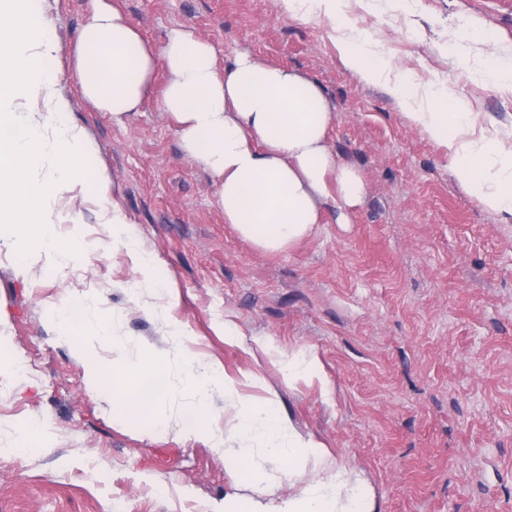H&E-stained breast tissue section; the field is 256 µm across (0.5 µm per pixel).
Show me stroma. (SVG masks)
Masks as SVG:
<instances>
[{
    "mask_svg": "<svg viewBox=\"0 0 512 512\" xmlns=\"http://www.w3.org/2000/svg\"><path fill=\"white\" fill-rule=\"evenodd\" d=\"M48 2L59 37L50 65L69 120L93 145L74 203H50L48 214L62 243L85 250L63 266L35 245L22 266L15 227L0 228V350L34 367L27 379L0 367V438L39 437L0 453V512L286 503L314 471L289 479L283 461L255 448L259 475L241 479L214 441L234 424L223 385L209 390L208 428L184 432L197 404L192 355L255 401L275 398L360 479L375 512H512V223L462 189L448 150L408 123L388 87L419 76L461 98L476 128L512 132V86L493 80L469 39L481 28L512 51V0H345L349 27L379 44L388 78L378 83L345 65L328 19L291 17L278 0H121L148 43L182 26L219 62L246 51L324 89L336 113L330 145L366 193L348 223L328 205L312 237L284 252L225 223L216 180L183 152L160 89L121 125L79 95L69 51L88 0ZM100 171L113 183L101 199ZM111 206L164 271V292L99 222ZM67 298L92 303L71 339L57 319ZM299 351L317 356L319 373L291 381L280 361ZM152 365L167 392L151 417L98 386L106 367Z\"/></svg>",
    "mask_w": 512,
    "mask_h": 512,
    "instance_id": "1",
    "label": "stroma"
}]
</instances>
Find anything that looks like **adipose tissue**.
<instances>
[{"instance_id":"obj_1","label":"adipose tissue","mask_w":512,"mask_h":512,"mask_svg":"<svg viewBox=\"0 0 512 512\" xmlns=\"http://www.w3.org/2000/svg\"><path fill=\"white\" fill-rule=\"evenodd\" d=\"M46 8L47 0H0V223L17 225L21 264L33 240L62 254L44 203L75 189L82 159L92 149L86 133L68 121L69 100L47 65L58 42L44 20ZM339 42L346 64L366 82L385 79L384 61L370 43L351 34ZM71 65L82 98L118 124L139 111L156 76H164L161 109L175 121L185 154L215 177L225 223L255 246L285 251L311 237L327 201L341 209L363 199L361 175L339 163L329 144L334 107L300 71L260 63L246 52L218 67L214 47L181 27L170 30L161 46L147 44L115 0H91ZM419 85L406 79L391 86L410 108L409 123L450 151L466 193L503 220L512 219V134L476 132L464 105L449 107L444 89L430 91L424 105L411 108ZM186 369L198 394L183 426L190 434L203 427L200 412L220 373L194 358ZM102 380L122 404L142 413L164 393L162 377L151 373L109 369ZM224 397L237 409L238 422L217 443H236L245 477L255 474V441L286 461L294 475L310 466L325 473L287 506L265 512H373L359 480L333 465L328 453L315 452L314 441L281 415L274 399L257 405L230 385Z\"/></svg>"}]
</instances>
